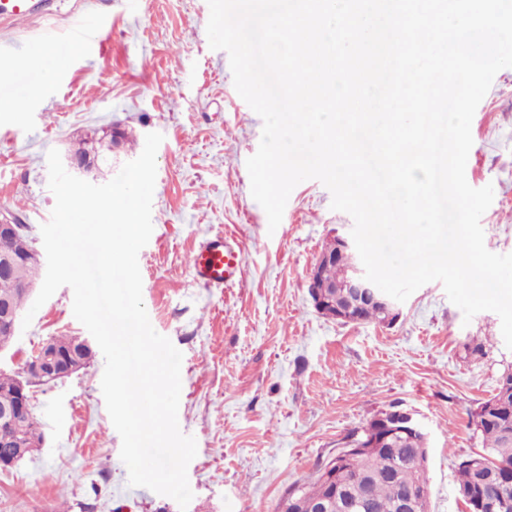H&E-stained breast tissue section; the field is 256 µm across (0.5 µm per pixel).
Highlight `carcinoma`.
<instances>
[{
	"label": "carcinoma",
	"instance_id": "1",
	"mask_svg": "<svg viewBox=\"0 0 512 512\" xmlns=\"http://www.w3.org/2000/svg\"><path fill=\"white\" fill-rule=\"evenodd\" d=\"M71 153L90 159L96 169L107 161L108 144L102 138L83 136L73 143ZM35 250L33 240L26 233L0 238V258L7 256L16 262L15 274L0 273V302L11 304L17 311H26L30 303L26 280L38 273L33 257ZM348 266L349 259L344 258L324 268L322 282L328 285L325 293H334L332 285L345 278ZM53 345L65 357L76 352L72 363L80 370L89 365L95 355L91 348L79 349L75 337L70 335L53 337ZM17 385V378L0 374V407L16 401L13 389ZM489 415V420L481 422L478 421L480 413L470 415V424L481 439L487 465L474 464L473 454L460 457L456 463L458 492L462 497H470L472 512H479L482 503L496 500L506 491L512 492V393L501 408L489 411ZM16 433L30 446L42 438L38 420L18 413L13 427L0 428V458L12 457L20 461L32 452L30 447L22 450L13 447ZM421 447L420 437L404 436L387 448H373L352 458L341 470V506L336 512H348L350 505L363 499L372 501V512H396L398 501L412 492H420L427 481L423 463L415 454V449ZM394 460L400 462L395 469L390 466ZM325 475V467L321 465L306 482L290 489L292 498L288 499V512H308V506L320 504L329 492Z\"/></svg>",
	"mask_w": 512,
	"mask_h": 512
}]
</instances>
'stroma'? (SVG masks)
<instances>
[{"label": "stroma", "instance_id": "35a3bbf8", "mask_svg": "<svg viewBox=\"0 0 512 512\" xmlns=\"http://www.w3.org/2000/svg\"><path fill=\"white\" fill-rule=\"evenodd\" d=\"M207 0H52L48 14L0 21V210L40 238L55 196L47 154L66 152L92 127L115 125L132 145L96 178L110 181L142 153L156 154L153 231L138 255L152 327L181 352L179 428L196 440L187 470V509L128 484L121 437L101 391L103 354L39 387L34 412L45 442L0 471V512H275L282 495L335 456L352 431L399 406L429 436L431 512H466L454 463L481 446L470 414L512 370L501 320L491 311L464 321L440 282L417 289L392 326L345 324L320 315L306 271L332 237L350 236L352 217L332 209L318 180L298 184L276 230L251 194L246 161L263 121L238 95L229 56L209 46ZM101 16L98 45L69 53L74 22ZM55 46L61 65L38 98L18 72L32 44ZM151 57L144 68L141 60ZM470 186L493 185L481 218L486 248L512 254V67L500 70L471 123ZM224 235L244 266L224 289L198 284L190 257ZM73 291L60 287L16 336L0 368L22 371L51 336L86 335L73 315ZM482 344L480 352L467 343Z\"/></svg>", "mask_w": 512, "mask_h": 512}]
</instances>
